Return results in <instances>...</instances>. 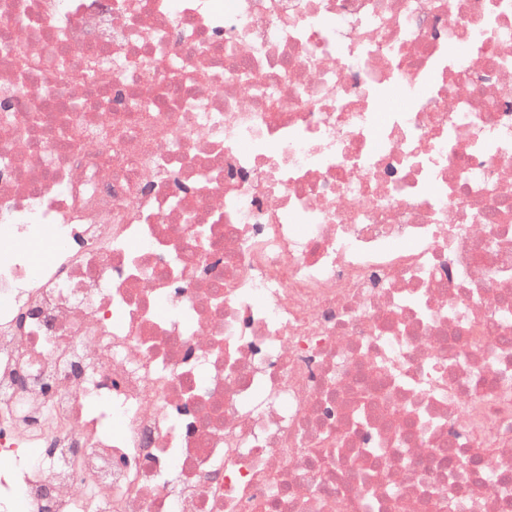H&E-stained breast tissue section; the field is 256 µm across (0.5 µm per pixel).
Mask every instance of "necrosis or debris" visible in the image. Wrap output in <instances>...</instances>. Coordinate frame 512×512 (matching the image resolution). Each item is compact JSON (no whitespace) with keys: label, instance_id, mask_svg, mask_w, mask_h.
I'll list each match as a JSON object with an SVG mask.
<instances>
[{"label":"necrosis or debris","instance_id":"necrosis-or-debris-1","mask_svg":"<svg viewBox=\"0 0 512 512\" xmlns=\"http://www.w3.org/2000/svg\"><path fill=\"white\" fill-rule=\"evenodd\" d=\"M0 457V512H512V0H0Z\"/></svg>","mask_w":512,"mask_h":512}]
</instances>
